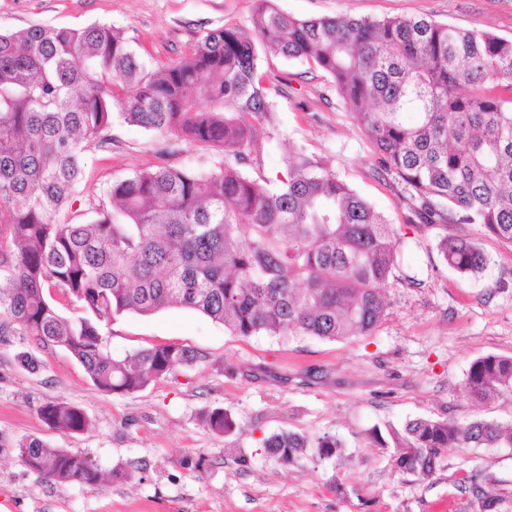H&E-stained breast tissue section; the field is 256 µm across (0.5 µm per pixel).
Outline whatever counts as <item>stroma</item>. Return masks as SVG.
<instances>
[{
    "mask_svg": "<svg viewBox=\"0 0 512 512\" xmlns=\"http://www.w3.org/2000/svg\"><path fill=\"white\" fill-rule=\"evenodd\" d=\"M302 19L349 15L430 18L512 37V0H274ZM254 0H0V32L34 24H107L138 41L145 67L158 69L193 53L212 29L251 26ZM274 110L256 124L260 154L242 166L274 178L299 156L328 166L392 224L400 246L381 287L387 303L363 336H235L223 324L181 307L119 317L107 345L122 357L151 346L194 349L203 362L176 368L134 393H105L64 350L39 344L20 326L0 337V512H482L473 486L512 512V448H448L429 477L403 476L376 430L416 417L512 423V399L485 404L463 389L470 364L512 357V245L478 224H430L420 201L377 160L369 137L331 85L296 60L260 65ZM112 148L90 154L78 194L86 210L112 180L169 164L209 171L221 159L172 136L123 122ZM445 236L475 242L486 271L462 276L437 249ZM28 354L32 366L21 364ZM65 401L88 417V429L63 433L40 415ZM234 420L210 431L203 411ZM335 435L328 459L282 465L263 446L269 435ZM39 438L91 461L103 480L90 488L58 486L22 463L20 442ZM122 469L113 477V469ZM203 422L213 432L219 435H225L235 428V422L221 408L208 410L202 414Z\"/></svg>",
    "mask_w": 512,
    "mask_h": 512,
    "instance_id": "1",
    "label": "stroma"
}]
</instances>
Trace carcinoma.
Wrapping results in <instances>:
<instances>
[{"label":"carcinoma","instance_id":"cac0c4a2","mask_svg":"<svg viewBox=\"0 0 512 512\" xmlns=\"http://www.w3.org/2000/svg\"><path fill=\"white\" fill-rule=\"evenodd\" d=\"M272 2L255 0L251 28L209 31L190 56L158 70L111 26L0 33V336L16 323L70 353L99 390L133 393L203 356L165 345L113 357L105 328L127 313L184 307L242 337L339 341L376 327L386 307L379 288L396 264L393 226L309 159L274 181L240 169L260 151L255 121L272 112L259 73L268 56L333 79L384 166L424 199L428 223L479 224L512 244V38L412 16L303 20ZM116 119L218 148L222 161L208 172L137 170L77 222L87 156L112 148ZM438 248L462 275L487 264L470 241L445 237ZM48 288L84 315L62 316ZM463 387L478 404L511 398L512 359L474 360ZM40 414L54 430L89 427L64 401ZM202 420L219 435L235 428L221 408ZM376 437L397 472L427 477L448 447L511 448L512 424L416 418ZM265 447L289 465L342 444L281 432ZM19 455L57 484L99 481L85 457L37 438Z\"/></svg>","mask_w":512,"mask_h":512}]
</instances>
